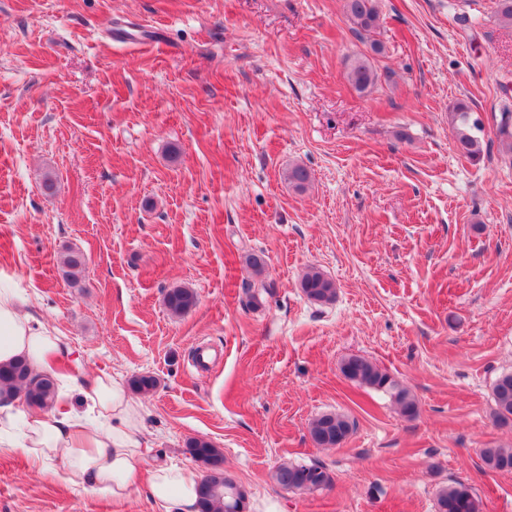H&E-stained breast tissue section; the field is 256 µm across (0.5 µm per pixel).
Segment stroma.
Returning <instances> with one entry per match:
<instances>
[{
    "mask_svg": "<svg viewBox=\"0 0 512 512\" xmlns=\"http://www.w3.org/2000/svg\"><path fill=\"white\" fill-rule=\"evenodd\" d=\"M378 6L375 63L392 77L361 93L345 73L369 46L345 0H0V279L82 375L155 376L148 464L200 478L186 447L206 439L245 512H436L456 480L482 512H512V472L480 459L512 446L491 391L512 372V155L497 138L512 27L495 0ZM459 100L484 123L477 161L454 148ZM294 164L306 191L285 178ZM70 250L86 257L74 284ZM311 266L332 303L302 293ZM174 287L197 295L180 316ZM203 347L218 356L201 367ZM351 354L407 387L417 416L348 381ZM325 412L354 423L339 447L310 437ZM284 462L333 483L282 489ZM0 512L161 510L146 482L115 501L0 451ZM300 288L307 299L315 304H329L336 298L335 282L318 267L305 271ZM197 302L196 293L184 287L169 289L164 297V303L170 313L181 315L191 310Z\"/></svg>",
    "mask_w": 512,
    "mask_h": 512,
    "instance_id": "35a3bbf8",
    "label": "stroma"
}]
</instances>
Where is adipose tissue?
<instances>
[{"mask_svg": "<svg viewBox=\"0 0 512 512\" xmlns=\"http://www.w3.org/2000/svg\"><path fill=\"white\" fill-rule=\"evenodd\" d=\"M62 356V341L28 310L18 288L0 285V364L25 358L34 371L50 372ZM50 412L22 411L16 400L0 398V428L9 436L0 447L46 464L63 458L70 481L90 484L113 499L126 500L140 474H147L152 499L165 512H196V483L182 469L145 466L147 445L139 439V403L123 384L101 374L76 388L59 373Z\"/></svg>", "mask_w": 512, "mask_h": 512, "instance_id": "ef3b65f1", "label": "adipose tissue"}]
</instances>
